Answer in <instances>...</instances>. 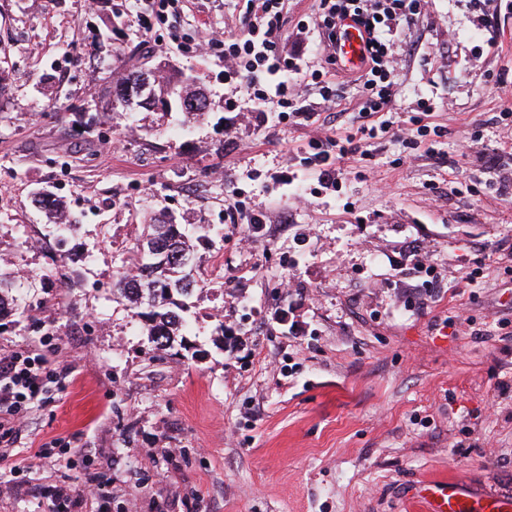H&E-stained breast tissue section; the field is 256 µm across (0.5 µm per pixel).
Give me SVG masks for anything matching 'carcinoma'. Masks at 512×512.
I'll return each instance as SVG.
<instances>
[{
	"label": "carcinoma",
	"instance_id": "cac0c4a2",
	"mask_svg": "<svg viewBox=\"0 0 512 512\" xmlns=\"http://www.w3.org/2000/svg\"><path fill=\"white\" fill-rule=\"evenodd\" d=\"M153 82L155 99L150 107L154 110L166 97L201 93L195 82L169 70L159 72ZM34 201L54 219L55 225L65 227L69 233L75 230L76 225L69 223L51 192H36ZM194 258L195 249L179 225L167 217L154 216L145 220L132 257L113 274V293L146 328L147 341L156 358L168 355L176 337L188 330L185 314L198 288L193 275ZM16 280L15 272L0 267V317L15 313L13 309L5 310L3 302L13 304L11 292Z\"/></svg>",
	"mask_w": 512,
	"mask_h": 512
}]
</instances>
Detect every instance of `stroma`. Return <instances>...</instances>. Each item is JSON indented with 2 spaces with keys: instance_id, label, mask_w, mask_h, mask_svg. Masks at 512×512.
Segmentation results:
<instances>
[{
  "instance_id": "stroma-1",
  "label": "stroma",
  "mask_w": 512,
  "mask_h": 512,
  "mask_svg": "<svg viewBox=\"0 0 512 512\" xmlns=\"http://www.w3.org/2000/svg\"><path fill=\"white\" fill-rule=\"evenodd\" d=\"M314 6L284 9L298 81L330 68L297 33ZM245 7L185 0L175 44L140 29L142 0H0V263L28 280L0 349L52 373L0 455V512H53L47 490L91 473L110 512H416L443 478L469 512L512 504V0H424L390 39L384 129L327 184L310 143L359 136L362 89L341 70L337 98L267 120L225 84L223 47L196 49L241 34ZM123 56L200 79L203 119L110 109ZM413 118L421 135L397 138ZM231 205L263 224L229 223ZM162 213L218 231L195 246L188 348L158 360L112 279ZM34 201L39 204L47 214L49 215V218L52 221V217L54 220L53 224L55 226L56 231L58 232V227L61 228V226H66L63 230L72 233L75 228L76 224H69V221L67 219V216L60 206V203L57 202L55 198H53V195L48 190L38 191L34 194ZM53 222V221H52Z\"/></svg>"
}]
</instances>
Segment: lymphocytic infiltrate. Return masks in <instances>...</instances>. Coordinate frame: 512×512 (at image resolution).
I'll use <instances>...</instances> for the list:
<instances>
[{
    "mask_svg": "<svg viewBox=\"0 0 512 512\" xmlns=\"http://www.w3.org/2000/svg\"><path fill=\"white\" fill-rule=\"evenodd\" d=\"M421 0H317L312 18L328 62L336 60L338 31L344 20L363 28L365 51L356 82L369 90L364 110L373 115L388 109L395 97L394 61L389 38L394 30L415 25ZM284 0H247L241 19L244 31L224 44V78L236 83L251 102L287 117L300 86L288 77L283 53ZM41 356L0 354V446L13 447L27 412L42 400L46 378Z\"/></svg>",
    "mask_w": 512,
    "mask_h": 512,
    "instance_id": "obj_1",
    "label": "lymphocytic infiltrate"
}]
</instances>
